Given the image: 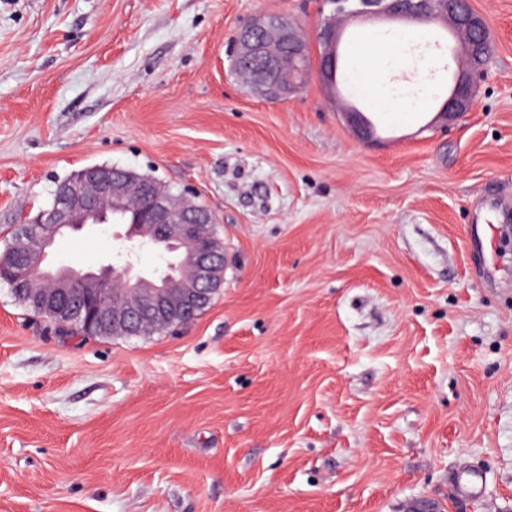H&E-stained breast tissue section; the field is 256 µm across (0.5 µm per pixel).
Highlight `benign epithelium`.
<instances>
[{"label":"benign epithelium","instance_id":"1","mask_svg":"<svg viewBox=\"0 0 512 512\" xmlns=\"http://www.w3.org/2000/svg\"><path fill=\"white\" fill-rule=\"evenodd\" d=\"M329 14L322 20L320 40L324 51L321 77L325 85L336 83L338 42L336 16L376 19L425 18L443 23L464 35L462 51L470 66L453 76L448 94L441 100L437 118L448 122L474 110L476 87L486 73L491 56V40L484 16L470 0H327ZM234 71L242 84L271 100L288 97L307 75V44L281 18L260 17L243 29L233 45ZM265 64L267 79L258 82L251 63ZM183 208L175 216L169 201L160 195L151 180L137 173L105 166H88L81 172L80 184L64 194L62 207L19 215L25 239L44 252L54 245L66 226L83 228L106 224L107 217L130 206L138 207V223L130 238L156 245L175 241L185 251L186 271L149 283L130 280V267L103 265L95 271H79L58 265L57 275L39 288L28 289V297L40 311L63 324L75 327V314L84 312L87 325L98 323L114 330L129 329L148 317L151 324L164 326L178 311L186 315L207 301L213 289L224 280V254L216 248L208 228L211 218L195 210V194L180 198ZM38 263L28 245L0 255V274L24 266L36 271Z\"/></svg>","mask_w":512,"mask_h":512}]
</instances>
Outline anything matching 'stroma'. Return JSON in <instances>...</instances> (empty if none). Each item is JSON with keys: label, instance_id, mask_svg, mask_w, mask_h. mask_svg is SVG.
Wrapping results in <instances>:
<instances>
[{"label": "stroma", "instance_id": "35a3bbf8", "mask_svg": "<svg viewBox=\"0 0 512 512\" xmlns=\"http://www.w3.org/2000/svg\"><path fill=\"white\" fill-rule=\"evenodd\" d=\"M471 3L492 63L444 131L457 36L346 22L336 90L360 55L389 102L356 99L387 130L363 142L318 72L270 102L230 67L260 14L316 45L321 0H0V251L56 179L112 164L196 189L225 258L150 336L66 334L0 285V512H512V0Z\"/></svg>", "mask_w": 512, "mask_h": 512}]
</instances>
